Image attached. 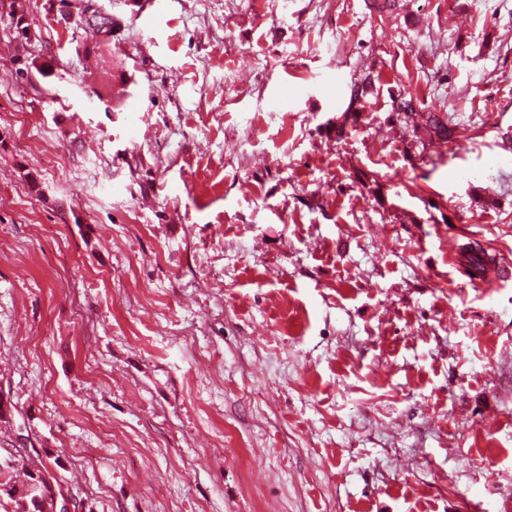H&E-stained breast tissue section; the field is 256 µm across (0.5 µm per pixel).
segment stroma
<instances>
[{
    "mask_svg": "<svg viewBox=\"0 0 512 512\" xmlns=\"http://www.w3.org/2000/svg\"><path fill=\"white\" fill-rule=\"evenodd\" d=\"M18 2L0 450L82 512H507L512 280L448 256L512 277V0ZM449 260L462 268L464 274L474 283L483 281L492 268L487 252L474 247L456 250Z\"/></svg>",
    "mask_w": 512,
    "mask_h": 512,
    "instance_id": "1",
    "label": "stroma"
}]
</instances>
